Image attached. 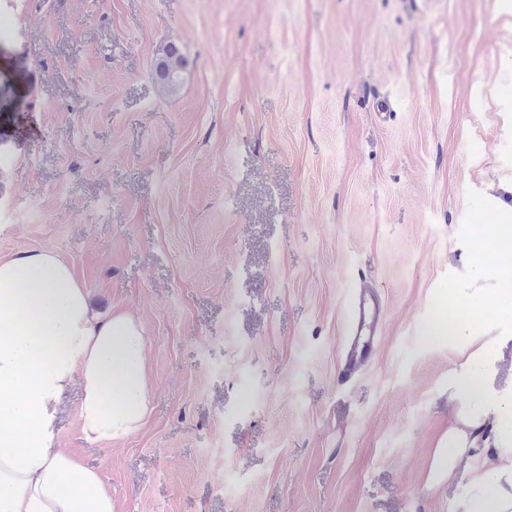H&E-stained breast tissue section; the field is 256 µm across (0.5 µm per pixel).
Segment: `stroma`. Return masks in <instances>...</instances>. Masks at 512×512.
<instances>
[{
	"label": "stroma",
	"mask_w": 512,
	"mask_h": 512,
	"mask_svg": "<svg viewBox=\"0 0 512 512\" xmlns=\"http://www.w3.org/2000/svg\"><path fill=\"white\" fill-rule=\"evenodd\" d=\"M0 256L138 316L152 410L58 447L113 512H460L448 296L512 215V0H0ZM189 61L180 88L159 49ZM378 351L340 376L360 288ZM187 66L188 61L179 47L170 43L160 50L154 67V77L164 90L173 93L179 89Z\"/></svg>",
	"instance_id": "stroma-1"
}]
</instances>
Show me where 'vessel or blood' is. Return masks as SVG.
Wrapping results in <instances>:
<instances>
[{"instance_id":"obj_1","label":"vessel or blood","mask_w":512,"mask_h":512,"mask_svg":"<svg viewBox=\"0 0 512 512\" xmlns=\"http://www.w3.org/2000/svg\"><path fill=\"white\" fill-rule=\"evenodd\" d=\"M380 307L376 296L360 291L350 311L351 340L345 350L343 377H351L375 354L378 347Z\"/></svg>"}]
</instances>
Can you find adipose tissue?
Here are the masks:
<instances>
[{"instance_id": "ef3b65f1", "label": "adipose tissue", "mask_w": 512, "mask_h": 512, "mask_svg": "<svg viewBox=\"0 0 512 512\" xmlns=\"http://www.w3.org/2000/svg\"><path fill=\"white\" fill-rule=\"evenodd\" d=\"M479 242L496 307L482 293L469 317L434 324L458 364L448 376V426L438 470L467 476L461 512H512V373L497 382L512 338L489 343V330L512 325V224L482 226ZM146 339L138 318L100 315L72 266L55 252L0 258V512H113L99 471L55 444V405L71 385L82 396L79 426L91 441H120L151 413ZM492 449L470 469L476 449Z\"/></svg>"}]
</instances>
